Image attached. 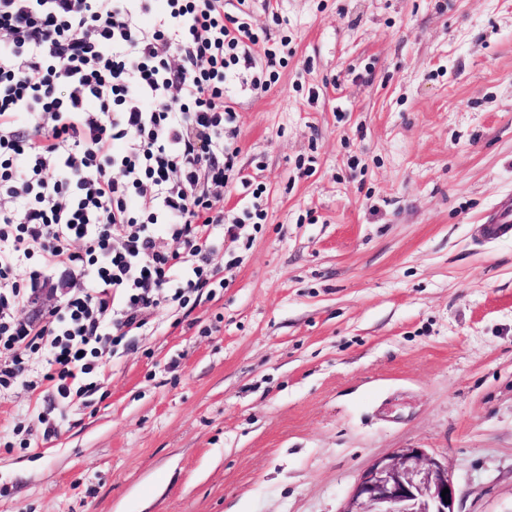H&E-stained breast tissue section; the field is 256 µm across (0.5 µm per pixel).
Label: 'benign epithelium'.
Returning a JSON list of instances; mask_svg holds the SVG:
<instances>
[{
	"instance_id": "benign-epithelium-1",
	"label": "benign epithelium",
	"mask_w": 512,
	"mask_h": 512,
	"mask_svg": "<svg viewBox=\"0 0 512 512\" xmlns=\"http://www.w3.org/2000/svg\"><path fill=\"white\" fill-rule=\"evenodd\" d=\"M455 500L448 467L421 448H402L372 461L342 512H455Z\"/></svg>"
}]
</instances>
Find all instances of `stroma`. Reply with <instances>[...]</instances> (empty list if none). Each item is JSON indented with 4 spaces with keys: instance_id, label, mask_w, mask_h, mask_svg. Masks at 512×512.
I'll return each mask as SVG.
<instances>
[{
    "instance_id": "35a3bbf8",
    "label": "stroma",
    "mask_w": 512,
    "mask_h": 512,
    "mask_svg": "<svg viewBox=\"0 0 512 512\" xmlns=\"http://www.w3.org/2000/svg\"><path fill=\"white\" fill-rule=\"evenodd\" d=\"M276 53L228 77L238 241L81 399L0 395V512H342L421 448L512 512V0H224ZM261 196H253V189ZM263 209L261 224L246 216ZM80 277L21 315L42 324ZM487 235L489 238L512 235V198H505L497 205L487 223Z\"/></svg>"
}]
</instances>
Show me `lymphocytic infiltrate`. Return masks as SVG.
Listing matches in <instances>:
<instances>
[{
    "label": "lymphocytic infiltrate",
    "mask_w": 512,
    "mask_h": 512,
    "mask_svg": "<svg viewBox=\"0 0 512 512\" xmlns=\"http://www.w3.org/2000/svg\"><path fill=\"white\" fill-rule=\"evenodd\" d=\"M166 3L146 25L151 0H0V391L35 353L52 396L83 397L156 308L214 287L238 239L224 81L260 37L219 0ZM59 269L81 287L43 325L19 318Z\"/></svg>",
    "instance_id": "lymphocytic-infiltrate-1"
}]
</instances>
